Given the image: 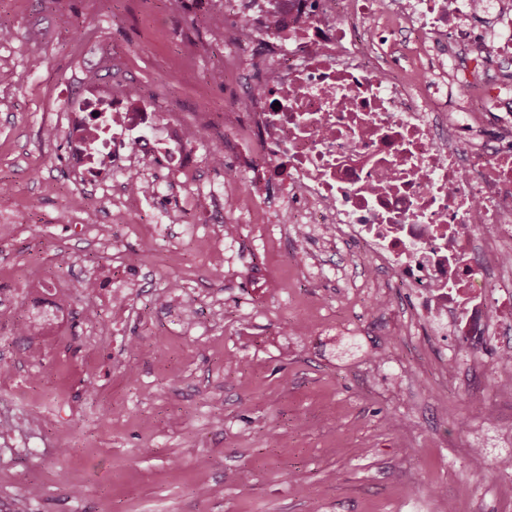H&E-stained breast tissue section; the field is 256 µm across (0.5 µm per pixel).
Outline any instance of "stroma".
<instances>
[{"label": "stroma", "mask_w": 512, "mask_h": 512, "mask_svg": "<svg viewBox=\"0 0 512 512\" xmlns=\"http://www.w3.org/2000/svg\"><path fill=\"white\" fill-rule=\"evenodd\" d=\"M0 512H512V388L494 345L448 377L418 358L403 298L351 303L342 256L294 258L281 224L224 227L175 187L113 203L122 174L69 222L65 141L80 90L142 91L194 126L224 109L210 9L173 0H0ZM123 281L140 317L80 290ZM58 288L28 336L31 288ZM311 323L301 333L288 318Z\"/></svg>", "instance_id": "35a3bbf8"}]
</instances>
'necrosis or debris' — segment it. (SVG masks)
<instances>
[{"instance_id": "1", "label": "necrosis or debris", "mask_w": 512, "mask_h": 512, "mask_svg": "<svg viewBox=\"0 0 512 512\" xmlns=\"http://www.w3.org/2000/svg\"><path fill=\"white\" fill-rule=\"evenodd\" d=\"M232 15L224 127L239 134L229 163L246 219L292 225L301 243L317 233L381 287L408 291L411 321L437 346L459 336L512 355V0H224L215 11ZM99 105L60 122L81 182L121 166L128 197L151 194L145 170L161 160L223 223L225 190L193 181L204 160L185 127L131 85L95 152L86 130Z\"/></svg>"}]
</instances>
